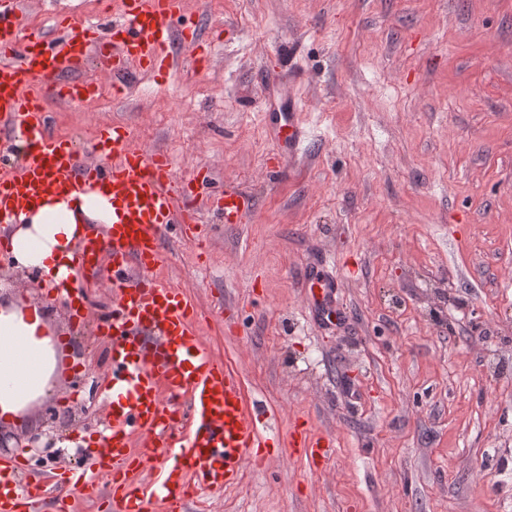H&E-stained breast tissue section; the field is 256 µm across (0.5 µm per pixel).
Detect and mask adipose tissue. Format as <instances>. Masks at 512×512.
<instances>
[{
	"label": "adipose tissue",
	"instance_id": "ef3b65f1",
	"mask_svg": "<svg viewBox=\"0 0 512 512\" xmlns=\"http://www.w3.org/2000/svg\"><path fill=\"white\" fill-rule=\"evenodd\" d=\"M112 221L108 191L48 195L29 207L9 231L17 263L49 276H74V256L89 225ZM47 311L15 295L0 297V422L22 417L51 391L59 359Z\"/></svg>",
	"mask_w": 512,
	"mask_h": 512
}]
</instances>
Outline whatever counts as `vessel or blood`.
I'll use <instances>...</instances> for the list:
<instances>
[{"mask_svg":"<svg viewBox=\"0 0 512 512\" xmlns=\"http://www.w3.org/2000/svg\"><path fill=\"white\" fill-rule=\"evenodd\" d=\"M115 2L124 20L103 40L94 24L66 17L64 36L22 35V0H0V133L24 144L17 163L0 165V224L18 223L50 193L111 191V228L89 233L75 255L76 268L106 273L113 299L111 315L96 324L112 340V433L89 469L109 476L113 512H153L158 504L164 512H184L199 488H229L264 444L239 380L203 344L194 302L155 274L168 225L200 223V214L179 206L167 157L134 145L128 128L100 125L97 157L86 160L51 132L41 97L30 92L45 83L61 101L88 103L98 82L77 72L91 56L105 58L110 77L126 86L135 72L176 67L194 52L196 33L177 26L181 0ZM209 204L228 224L240 223L248 209L232 189ZM335 286L317 273L307 279L306 292L326 320L335 312ZM134 434L143 446L136 456L129 450ZM287 444L318 466L334 452L331 439L305 430L291 433ZM24 467L17 458L0 460V512H35L42 494L65 502L76 486L60 477L32 491L15 482ZM135 470L151 472L149 485L129 481Z\"/></svg>","mask_w":512,"mask_h":512,"instance_id":"1","label":"vessel or blood"}]
</instances>
